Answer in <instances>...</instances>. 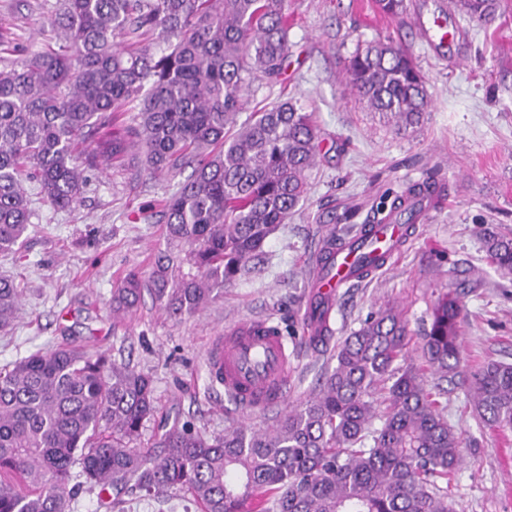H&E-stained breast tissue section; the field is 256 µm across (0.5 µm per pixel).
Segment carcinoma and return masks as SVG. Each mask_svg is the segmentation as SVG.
I'll return each instance as SVG.
<instances>
[{"label": "carcinoma", "instance_id": "1", "mask_svg": "<svg viewBox=\"0 0 512 512\" xmlns=\"http://www.w3.org/2000/svg\"><path fill=\"white\" fill-rule=\"evenodd\" d=\"M471 21L495 15V0H456ZM47 21L55 44L26 54L0 32V252L31 224L25 182L54 207L71 209L89 181L79 146L113 127L107 159L137 150L140 171L191 169L162 204L170 240L151 273L130 272L113 291L127 314L143 293L177 316L206 308L259 258L296 212L319 152L312 116L289 99L259 108L229 136L241 92L276 81L289 53L284 0H59ZM127 37L119 49L115 33ZM173 37L168 52L151 41ZM351 91L397 129L428 106L408 50L369 44L346 66ZM138 126L119 134L127 107ZM497 268L512 273V235L484 229ZM21 291L0 277V327ZM461 304L438 300L424 334L427 371L458 375ZM408 329L392 307L369 316L336 349L317 393L267 432L235 428L207 436L166 430L136 442L155 409L152 378L104 353L39 350L0 372V512H71V481L120 496L190 491L200 512H455L451 482L463 437L448 425L440 386L400 365ZM481 420L512 430V364L489 361L464 379ZM380 425H375V421Z\"/></svg>", "mask_w": 512, "mask_h": 512}]
</instances>
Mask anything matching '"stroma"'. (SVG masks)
<instances>
[{
	"mask_svg": "<svg viewBox=\"0 0 512 512\" xmlns=\"http://www.w3.org/2000/svg\"><path fill=\"white\" fill-rule=\"evenodd\" d=\"M413 2L414 12L389 18L374 0H286L287 68L279 82L259 80L242 93L239 116L262 103L299 101L320 130L318 163L303 206L265 242L255 269L199 313L174 317L148 299L128 315L112 312V290L125 274H149L159 253L179 252L152 205L176 190L180 176L135 177L128 164L104 166L72 210L52 207L27 184L31 224L14 253L0 254V275L22 290L12 324L0 330V367L68 346L148 374L155 412L143 430L147 444L183 424L217 435L240 424L264 430L282 417L286 406L243 410L209 377L211 336L244 318H271L295 344L287 406L315 392L342 339L388 304L408 325L407 364L421 366L432 309L450 291L463 304L461 374L490 360L512 363V274L487 259L481 236L487 226L512 232V0H497L484 25L446 14L443 0ZM55 3L0 0V26L29 51L41 50ZM373 42L412 53L430 96L419 126L397 132L348 89L347 60ZM428 180L442 204L414 225L385 269L341 289L327 343L305 346L304 299L323 241L379 223L396 197ZM447 398L448 422L465 441L451 488L456 512H512V432L485 424L462 385L449 386Z\"/></svg>",
	"mask_w": 512,
	"mask_h": 512,
	"instance_id": "obj_1",
	"label": "stroma"
}]
</instances>
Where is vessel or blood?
Masks as SVG:
<instances>
[{
    "label": "vessel or blood",
    "instance_id": "obj_1",
    "mask_svg": "<svg viewBox=\"0 0 512 512\" xmlns=\"http://www.w3.org/2000/svg\"><path fill=\"white\" fill-rule=\"evenodd\" d=\"M351 250L348 244L334 248V265L311 280L303 313V335L308 345H319L321 335L329 330L319 314L320 299H336L340 289L357 280ZM293 356L287 336L270 320L255 317L225 325L208 348L207 367L225 396L247 410L268 409L288 398Z\"/></svg>",
    "mask_w": 512,
    "mask_h": 512
}]
</instances>
